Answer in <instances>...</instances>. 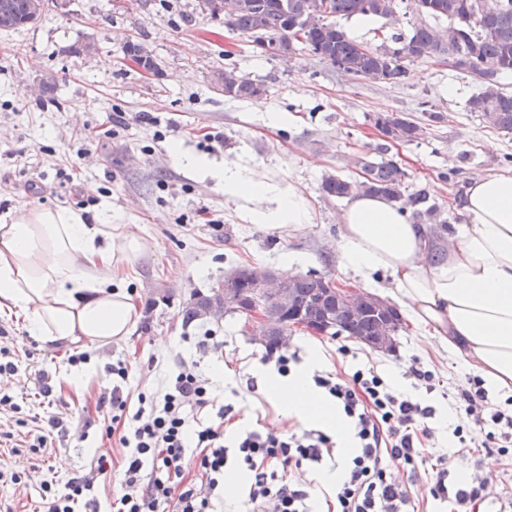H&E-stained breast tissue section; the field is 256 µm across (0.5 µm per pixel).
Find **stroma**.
I'll list each match as a JSON object with an SVG mask.
<instances>
[{"label": "stroma", "instance_id": "1", "mask_svg": "<svg viewBox=\"0 0 512 512\" xmlns=\"http://www.w3.org/2000/svg\"><path fill=\"white\" fill-rule=\"evenodd\" d=\"M416 19L413 0H401L397 20L362 25L353 16L337 23L374 48L390 33H411ZM88 39L97 54H74ZM130 42L151 49L159 74L128 60ZM228 61L263 84L265 94L243 102L215 90L213 76ZM47 76L55 90L38 94ZM477 91L471 78L431 60L411 63L402 84L387 85L345 76L306 50L267 59L202 12L198 0H71L68 11L50 4L37 24L0 32V216L32 205L88 214L107 207L122 231L145 245L126 282L139 316L122 340L58 347L30 335L22 315L0 311V348L14 364L13 372L0 375V393L20 407L16 416L0 413V432L12 434L9 447H0V512H46L42 481L64 491L101 456L113 466L78 510L113 512L124 450L112 436L110 368L120 361L129 371L121 384L129 412H136L139 393L162 391L180 364H196L201 378L213 379L214 367L223 363L229 372L213 379L215 401L203 418L222 425L226 444L243 428L294 427L262 391L258 372L275 361L248 334L245 317L187 325L183 308L193 293L209 292L238 267L280 270L285 254L297 257L295 273L315 270L362 288L336 254L344 203L325 200L320 184L330 175L356 176L350 159L378 143L371 118L379 112L417 119L427 108L442 113L443 122L427 127L422 139L393 144L388 156L450 223H462L459 200L469 178L512 166L504 160L512 154V134L486 127L468 109ZM268 112L286 119L269 123ZM175 147L198 166L174 162ZM240 166L301 193L310 224L292 232L254 223L252 213L276 201L225 195V168ZM208 330L223 338L222 347H199ZM312 343L322 350L324 371L349 374L371 366L387 377L399 375L398 391L434 410L424 421L433 453L466 460L472 473L502 474L479 512H512V455L483 449L472 420L454 412L456 393L471 372L437 340L408 321L387 353L346 336L301 330L291 333L288 345L303 359ZM343 345L350 355L340 354ZM413 365L433 373V388L409 374ZM76 372L79 386H64L63 375ZM225 407L232 416L227 423L220 415ZM43 434L46 448L32 452L33 439Z\"/></svg>", "mask_w": 512, "mask_h": 512}]
</instances>
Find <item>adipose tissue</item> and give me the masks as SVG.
I'll return each instance as SVG.
<instances>
[{
	"instance_id": "obj_1",
	"label": "adipose tissue",
	"mask_w": 512,
	"mask_h": 512,
	"mask_svg": "<svg viewBox=\"0 0 512 512\" xmlns=\"http://www.w3.org/2000/svg\"><path fill=\"white\" fill-rule=\"evenodd\" d=\"M224 192L241 199L276 197V207L254 213V223L297 231L311 221L300 194L281 192L250 169H225ZM460 212L464 221L443 246L398 205L357 195L340 214L338 258L363 278L388 273L416 326L485 388L512 396V173L472 176ZM142 248L107 210L87 215L34 205L9 212L0 223V307L23 314L29 334L50 342L101 346L122 339L136 317L124 281ZM322 362L313 348L293 376L268 370L260 382L284 412L335 435L348 454V422L310 380Z\"/></svg>"
}]
</instances>
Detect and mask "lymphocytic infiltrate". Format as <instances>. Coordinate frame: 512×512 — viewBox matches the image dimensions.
<instances>
[{"mask_svg":"<svg viewBox=\"0 0 512 512\" xmlns=\"http://www.w3.org/2000/svg\"><path fill=\"white\" fill-rule=\"evenodd\" d=\"M313 380L349 419L357 448L326 512H405L408 491L389 469L390 461L398 459L422 473L433 499L452 502L456 512H476L489 495L492 482L486 477L463 485L449 482L447 456L423 452L431 434L421 422L430 417L432 407L394 392L373 368L349 376L317 374ZM469 383L457 394L459 409L484 429L486 442L511 448L512 414L500 409L478 414L477 407L487 396L479 378H470ZM138 402L131 422H124L127 401L120 391L112 393V422L121 426L119 443L126 450L116 512H159L168 503L174 512H212V499L232 466L251 475L250 512H311L308 491L287 478L284 469L311 466L332 455L335 444L323 431L246 430L231 447L225 445L221 427L189 431L190 414L206 408L210 398L208 387L188 365L169 380L161 395L142 393ZM191 443L199 451L197 481L186 479L182 468Z\"/></svg>","mask_w":512,"mask_h":512,"instance_id":"lymphocytic-infiltrate-1","label":"lymphocytic infiltrate"}]
</instances>
